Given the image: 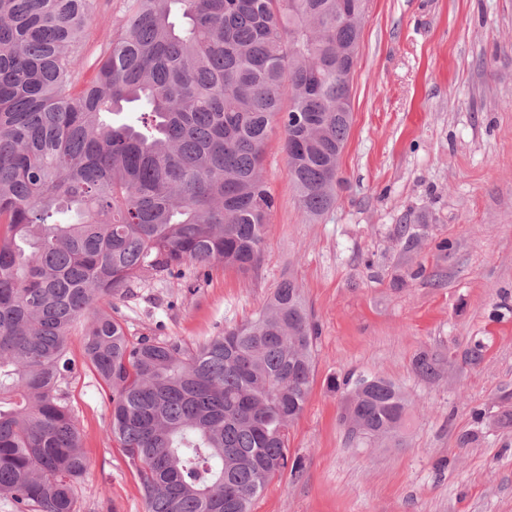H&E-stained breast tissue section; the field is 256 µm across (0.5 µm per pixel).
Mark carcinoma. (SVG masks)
I'll use <instances>...</instances> for the list:
<instances>
[{"instance_id": "obj_1", "label": "carcinoma", "mask_w": 512, "mask_h": 512, "mask_svg": "<svg viewBox=\"0 0 512 512\" xmlns=\"http://www.w3.org/2000/svg\"><path fill=\"white\" fill-rule=\"evenodd\" d=\"M96 0H0V498L14 512H77L87 470L63 386L83 318L86 365L108 390L112 439L146 512H250L303 469L289 429L314 375L317 328L283 279L264 305L188 348L131 339L112 315L150 273L187 264L258 273L275 199L274 127L304 217L338 199L352 70L368 0H124V22L85 78L78 48ZM441 359L414 360L426 380ZM350 441L403 444L409 403L357 379ZM493 424L512 428V392Z\"/></svg>"}]
</instances>
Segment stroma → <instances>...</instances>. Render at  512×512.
I'll return each instance as SVG.
<instances>
[{
    "label": "stroma",
    "mask_w": 512,
    "mask_h": 512,
    "mask_svg": "<svg viewBox=\"0 0 512 512\" xmlns=\"http://www.w3.org/2000/svg\"><path fill=\"white\" fill-rule=\"evenodd\" d=\"M123 19L124 0H97L88 62ZM351 83L334 208L302 217L272 135L264 174L276 207L258 275L221 265L148 275L118 315L129 336L192 348L252 317L283 278L297 283L318 330L308 399L288 435L304 468L273 479L252 512H512V431L457 443L472 407L512 392V0H370ZM476 340L484 351L473 365L465 353ZM68 351L88 461L77 510L145 512L85 364L83 324ZM423 351L443 359L436 380L414 370ZM357 377L404 393V446L349 444L345 391L330 383Z\"/></svg>",
    "instance_id": "1"
}]
</instances>
